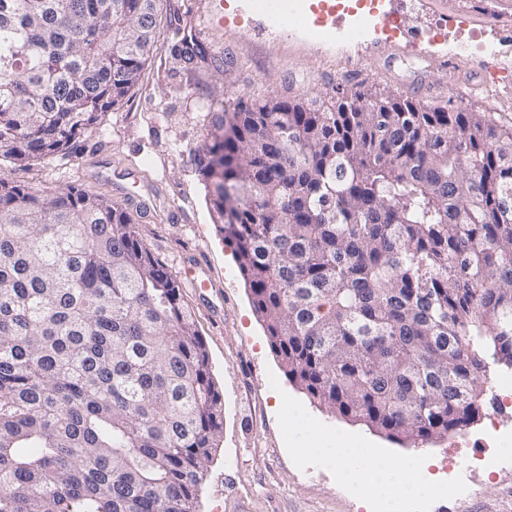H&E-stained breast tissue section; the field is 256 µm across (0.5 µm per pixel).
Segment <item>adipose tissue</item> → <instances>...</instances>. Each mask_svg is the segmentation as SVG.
<instances>
[{"mask_svg":"<svg viewBox=\"0 0 512 512\" xmlns=\"http://www.w3.org/2000/svg\"><path fill=\"white\" fill-rule=\"evenodd\" d=\"M325 454L334 460L340 479L363 496L383 491L406 498L441 491L428 471V460L423 457L405 463L386 459L379 453L365 457L356 451L352 437L341 432Z\"/></svg>","mask_w":512,"mask_h":512,"instance_id":"ef3b65f1","label":"adipose tissue"}]
</instances>
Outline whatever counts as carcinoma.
Instances as JSON below:
<instances>
[{"label": "carcinoma", "mask_w": 512, "mask_h": 512, "mask_svg": "<svg viewBox=\"0 0 512 512\" xmlns=\"http://www.w3.org/2000/svg\"><path fill=\"white\" fill-rule=\"evenodd\" d=\"M160 2L0 0V157L63 156L119 105ZM195 159L288 379L391 439L466 433L512 369V126L268 96L213 113ZM135 224L0 178V512H196L222 397Z\"/></svg>", "instance_id": "carcinoma-1"}]
</instances>
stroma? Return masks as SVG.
<instances>
[{"mask_svg": "<svg viewBox=\"0 0 512 512\" xmlns=\"http://www.w3.org/2000/svg\"><path fill=\"white\" fill-rule=\"evenodd\" d=\"M320 0H298L295 21L272 22L257 0H166L162 48L126 98L90 127L67 156L0 175L46 191L73 184L140 210L138 237L171 272L201 261L207 292H180L209 352L222 396L224 432L198 492V512H512V412L485 405L468 432L444 442L398 443L311 403L285 375L216 228L195 166L210 115L270 95L332 97L385 90L424 105L458 104L512 122V25H494L467 0H382L395 34L359 30L355 14L316 26ZM208 62L174 64L196 31ZM485 44L470 53L472 42ZM228 61L218 71L212 61ZM301 407L324 441L345 430L402 459L427 456L443 493L397 502L340 484L331 459L291 446Z\"/></svg>", "mask_w": 512, "mask_h": 512, "instance_id": "35a3bbf8", "label": "stroma"}]
</instances>
